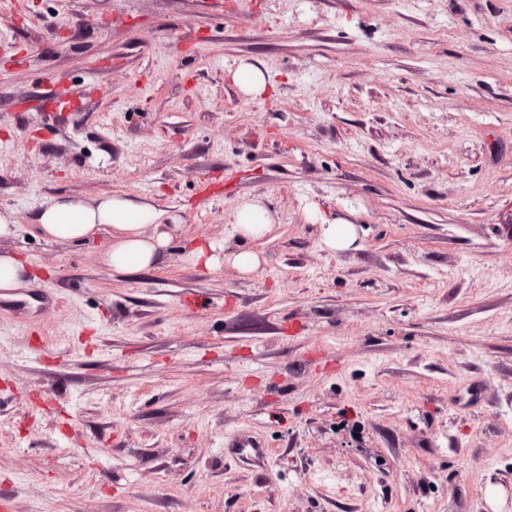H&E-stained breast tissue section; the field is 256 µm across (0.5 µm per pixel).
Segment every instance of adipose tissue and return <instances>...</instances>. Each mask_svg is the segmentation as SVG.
<instances>
[{
	"instance_id": "1",
	"label": "adipose tissue",
	"mask_w": 512,
	"mask_h": 512,
	"mask_svg": "<svg viewBox=\"0 0 512 512\" xmlns=\"http://www.w3.org/2000/svg\"><path fill=\"white\" fill-rule=\"evenodd\" d=\"M163 213L153 205L137 203L126 196H112L89 204L76 198H62L47 204L37 215L44 235L56 241L86 240L103 229L114 235L107 252L109 265L127 271H141L154 266L169 233L162 221ZM240 244L233 262L248 272L259 264L250 240L270 231L272 216L262 204L242 202L227 217ZM153 226V235H145V226Z\"/></svg>"
}]
</instances>
